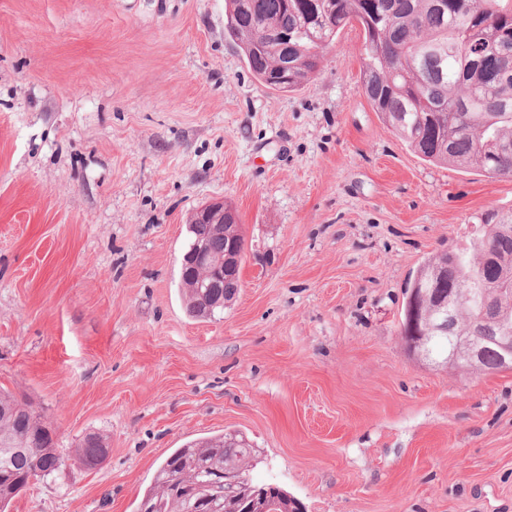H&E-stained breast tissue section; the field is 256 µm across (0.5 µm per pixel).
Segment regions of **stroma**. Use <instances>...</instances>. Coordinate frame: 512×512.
<instances>
[{"label": "stroma", "instance_id": "obj_1", "mask_svg": "<svg viewBox=\"0 0 512 512\" xmlns=\"http://www.w3.org/2000/svg\"><path fill=\"white\" fill-rule=\"evenodd\" d=\"M224 0H0V387L69 463L9 512H136L209 435L306 512H512V371L404 349V286L512 178L423 161L360 87L363 34L318 74L258 81ZM231 204L241 288L198 321L186 225ZM102 435L96 469L71 462ZM182 287L185 291L187 311L190 316L196 319L212 320L217 314H220L224 310L222 308H216L210 310L204 302L195 293V288H188L187 284H190V277L183 276L180 271ZM107 443L99 434H90L83 437L75 449L73 459L78 464L100 465L107 457Z\"/></svg>", "mask_w": 512, "mask_h": 512}]
</instances>
